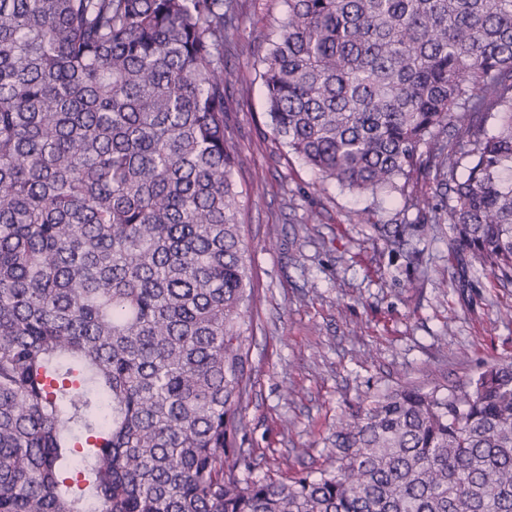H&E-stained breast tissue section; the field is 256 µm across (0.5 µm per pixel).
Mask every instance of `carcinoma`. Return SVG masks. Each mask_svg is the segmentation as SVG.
Returning <instances> with one entry per match:
<instances>
[{
	"label": "carcinoma",
	"instance_id": "obj_1",
	"mask_svg": "<svg viewBox=\"0 0 512 512\" xmlns=\"http://www.w3.org/2000/svg\"><path fill=\"white\" fill-rule=\"evenodd\" d=\"M285 4L274 136L323 185L432 178L449 260L512 283V0ZM239 29L235 0H0V512H512V362L341 417L315 476L250 477Z\"/></svg>",
	"mask_w": 512,
	"mask_h": 512
}]
</instances>
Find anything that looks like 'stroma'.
<instances>
[{
    "mask_svg": "<svg viewBox=\"0 0 512 512\" xmlns=\"http://www.w3.org/2000/svg\"><path fill=\"white\" fill-rule=\"evenodd\" d=\"M240 39L224 54L233 73L225 112L242 165V221L261 301L255 326L244 447L262 473L317 471L339 417L408 385L465 386L512 359V283L448 266V225L415 239V259L393 252L381 225L427 224L432 182L358 195L289 154L267 124L259 56L287 23L283 0H237ZM370 222H358L356 211Z\"/></svg>",
    "mask_w": 512,
    "mask_h": 512,
    "instance_id": "obj_1",
    "label": "stroma"
}]
</instances>
